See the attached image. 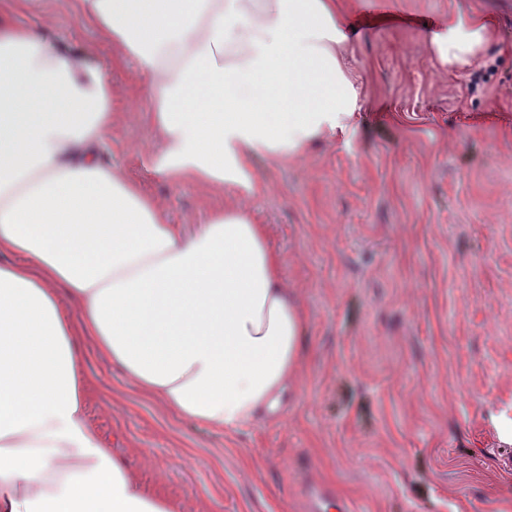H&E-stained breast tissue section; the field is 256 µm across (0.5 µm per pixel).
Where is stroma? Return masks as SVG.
<instances>
[{
    "label": "stroma",
    "instance_id": "35a3bbf8",
    "mask_svg": "<svg viewBox=\"0 0 512 512\" xmlns=\"http://www.w3.org/2000/svg\"><path fill=\"white\" fill-rule=\"evenodd\" d=\"M366 105L350 139L261 164L263 191L225 203L267 225L307 309L309 360L286 406L234 433L177 420L85 353L86 418L180 512H512V0H344ZM487 18L479 66L451 71L427 38L449 13ZM14 21L90 48L115 110L103 152L172 224L204 188L146 171L135 63L73 17L67 0Z\"/></svg>",
    "mask_w": 512,
    "mask_h": 512
}]
</instances>
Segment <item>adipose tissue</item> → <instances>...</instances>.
I'll return each mask as SVG.
<instances>
[{
	"instance_id": "adipose-tissue-1",
	"label": "adipose tissue",
	"mask_w": 512,
	"mask_h": 512,
	"mask_svg": "<svg viewBox=\"0 0 512 512\" xmlns=\"http://www.w3.org/2000/svg\"><path fill=\"white\" fill-rule=\"evenodd\" d=\"M135 62L173 185L260 190L259 161L302 158L363 109L339 0H71ZM484 21L449 13L428 44L475 65ZM112 84L92 51L0 12V512H179L86 420L79 339L181 420L233 433L276 413L307 360L308 314L265 225L211 200L171 224L102 162Z\"/></svg>"
}]
</instances>
